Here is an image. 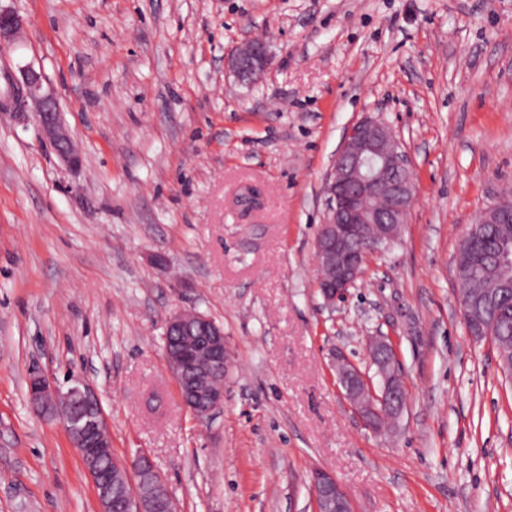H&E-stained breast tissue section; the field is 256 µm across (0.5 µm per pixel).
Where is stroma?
I'll return each instance as SVG.
<instances>
[{"mask_svg":"<svg viewBox=\"0 0 512 512\" xmlns=\"http://www.w3.org/2000/svg\"><path fill=\"white\" fill-rule=\"evenodd\" d=\"M78 148L0 107V512H99L64 426L27 396L40 364L99 394L123 461L147 453L179 512H313L333 474L354 512H512V379L474 341L455 266L512 199V0H0ZM252 35L255 84L224 60ZM413 170L399 239L336 306L315 285L324 191L354 123ZM193 308L224 327V407L199 422L165 359ZM396 345L407 405L366 426L334 353Z\"/></svg>","mask_w":512,"mask_h":512,"instance_id":"1","label":"stroma"}]
</instances>
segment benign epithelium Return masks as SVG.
<instances>
[{
    "label": "benign epithelium",
    "mask_w": 512,
    "mask_h": 512,
    "mask_svg": "<svg viewBox=\"0 0 512 512\" xmlns=\"http://www.w3.org/2000/svg\"><path fill=\"white\" fill-rule=\"evenodd\" d=\"M23 19L13 10L0 8V43L16 37ZM271 62L267 45L247 40L227 58V66L238 80L259 81ZM23 107L35 106L34 118L68 166L79 163L52 92L43 88L42 76L34 69L23 72L15 83ZM330 206L315 240L317 288L327 304L343 298L355 287L370 255L400 235L402 224L414 201V179L405 151L385 123L364 118L347 132L343 146L326 178ZM512 222V201L503 199L485 209L481 224ZM166 360L177 383L180 400L199 421L205 422L224 406V385L215 373L226 371L228 358L224 329L211 317L194 309L171 315L165 326ZM371 363L378 383L341 356L334 358L336 378L345 397L361 420L371 429H381L385 414L400 415L406 401L404 385L394 375L400 372L396 350L385 336L368 341ZM30 404L50 418H58L80 457L94 488L100 512H112V477H128L127 467L112 460V475L100 473L97 449L112 445L107 417L97 393L76 379L61 390L42 369H32L28 381ZM138 490L130 491L123 512H176L169 506L155 508L146 484L163 485L152 460L144 453L132 463ZM315 512H353L348 493L326 471L315 472L312 480Z\"/></svg>",
    "instance_id": "benign-epithelium-1"
}]
</instances>
